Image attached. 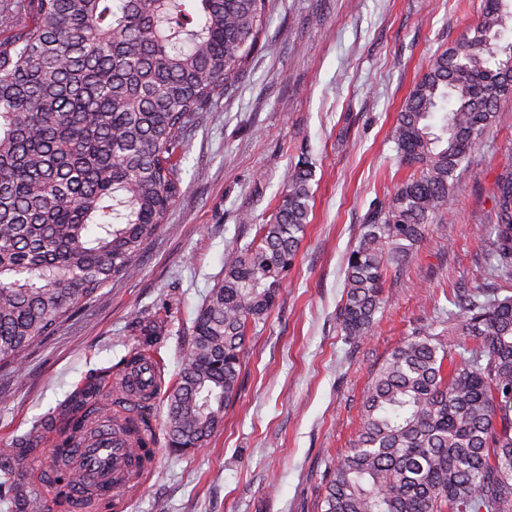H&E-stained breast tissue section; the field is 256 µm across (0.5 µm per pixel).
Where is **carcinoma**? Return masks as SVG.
<instances>
[{
  "label": "carcinoma",
  "instance_id": "cac0c4a2",
  "mask_svg": "<svg viewBox=\"0 0 512 512\" xmlns=\"http://www.w3.org/2000/svg\"><path fill=\"white\" fill-rule=\"evenodd\" d=\"M272 0H0V368L98 292L133 276L182 194L184 135L257 52ZM512 0H482L479 20L435 55L392 138L415 168L367 215L345 267L341 332L371 335L389 272L448 214L457 171L512 96ZM312 165L297 162L272 219L234 253L200 306L167 392L169 447L197 448L238 394L247 331L275 307L311 212ZM479 229L494 283L454 292L447 340L408 337L375 372L350 448L320 512H512V164L492 185ZM469 337L473 346L461 341ZM106 399L78 391L51 445L54 499L68 505L66 464L86 417ZM106 421L136 431L150 423ZM19 512H46L24 470L0 480ZM87 507L112 499L85 490Z\"/></svg>",
  "mask_w": 512,
  "mask_h": 512
}]
</instances>
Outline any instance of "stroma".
Listing matches in <instances>:
<instances>
[{
  "label": "stroma",
  "mask_w": 512,
  "mask_h": 512,
  "mask_svg": "<svg viewBox=\"0 0 512 512\" xmlns=\"http://www.w3.org/2000/svg\"><path fill=\"white\" fill-rule=\"evenodd\" d=\"M481 0H274L255 53L223 97L188 127L183 193L138 259L29 354L0 370V448L58 424L74 392L111 388L133 335L164 327L148 355L170 387L198 308L236 246L253 241L302 158L312 212L294 266L266 321L250 326L239 392L208 444L168 446L167 402L151 404L156 464L126 512H320L323 487L349 448L372 374L406 337L448 331L456 289L486 287L477 239L490 188L512 162V98L462 170L444 223L406 272L388 280L373 334L337 324L347 254L361 224L409 177L391 130L432 56L476 24Z\"/></svg>",
  "instance_id": "35a3bbf8"
}]
</instances>
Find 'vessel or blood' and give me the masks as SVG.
<instances>
[{
    "instance_id": "obj_1",
    "label": "vessel or blood",
    "mask_w": 512,
    "mask_h": 512,
    "mask_svg": "<svg viewBox=\"0 0 512 512\" xmlns=\"http://www.w3.org/2000/svg\"><path fill=\"white\" fill-rule=\"evenodd\" d=\"M112 388L120 400V411L136 415L145 399L155 398L157 394V371L149 365L137 372H120ZM141 443L155 448L154 429L143 428L129 435L101 428L92 419L88 422L85 441L70 454L72 466L81 474L86 486L100 485L110 493L118 490L131 493L153 471L152 462L138 464L134 461L133 449Z\"/></svg>"
}]
</instances>
